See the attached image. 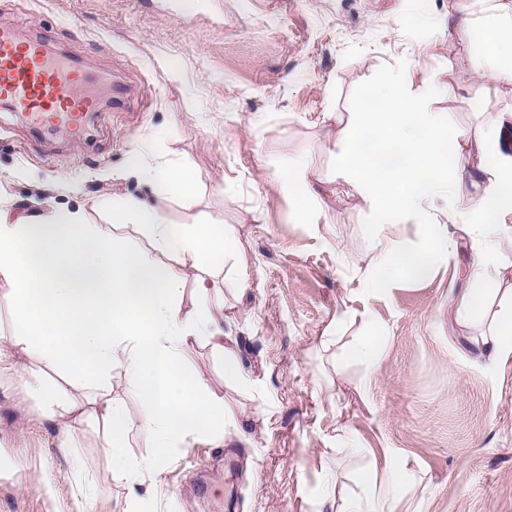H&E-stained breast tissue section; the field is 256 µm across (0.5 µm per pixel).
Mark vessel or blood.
Returning <instances> with one entry per match:
<instances>
[{
	"mask_svg": "<svg viewBox=\"0 0 512 512\" xmlns=\"http://www.w3.org/2000/svg\"><path fill=\"white\" fill-rule=\"evenodd\" d=\"M84 69L66 56L51 54L48 41L18 40L13 29L0 27V101L20 119L44 126L63 124L82 136L98 105L84 90Z\"/></svg>",
	"mask_w": 512,
	"mask_h": 512,
	"instance_id": "vessel-or-blood-1",
	"label": "vessel or blood"
}]
</instances>
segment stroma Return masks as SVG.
Returning a JSON list of instances; mask_svg holds the SVG:
<instances>
[{
  "label": "stroma",
  "instance_id": "1",
  "mask_svg": "<svg viewBox=\"0 0 512 512\" xmlns=\"http://www.w3.org/2000/svg\"><path fill=\"white\" fill-rule=\"evenodd\" d=\"M494 0H0V26L47 38L93 73L101 112L81 141L21 124L0 102V172L24 211L108 218L113 194L161 206L177 224L206 215L236 229L245 270L217 260L224 334L243 374L204 342L187 366L223 397L235 424L218 444L178 449L137 486L112 481L104 432L87 420L69 453L18 377L0 375V512H320L355 498L360 477L405 463L411 512H512V358L478 355L512 299V242L489 243L456 199L433 221L448 246L422 281L370 285L385 239L420 246L407 219L377 224L336 157L366 102L398 84L441 113L449 133L512 118V83L474 77L470 41L449 19L482 24ZM440 75L442 86H427ZM193 168L192 201L158 196L127 170ZM308 167L323 202L288 191ZM79 192H54L57 183ZM498 278L484 306L455 314L476 272ZM245 279L248 287L238 290ZM378 334L377 366L350 354Z\"/></svg>",
  "mask_w": 512,
  "mask_h": 512
}]
</instances>
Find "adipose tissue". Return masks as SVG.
I'll use <instances>...</instances> for the list:
<instances>
[{
    "label": "adipose tissue",
    "mask_w": 512,
    "mask_h": 512,
    "mask_svg": "<svg viewBox=\"0 0 512 512\" xmlns=\"http://www.w3.org/2000/svg\"><path fill=\"white\" fill-rule=\"evenodd\" d=\"M476 42L471 59L475 77L512 80V10L497 12L481 28L456 24ZM142 149L129 151L128 166L154 190L192 197L197 175L187 167L141 164ZM337 169L354 184L380 223L412 218L426 225L422 246L399 250L386 243L373 270L375 284L400 278L420 280L433 271L448 227L431 221V206L451 185L470 182L492 187L459 202L492 239L512 240V226L496 223L512 213V154L501 136L447 135L439 113L423 111L418 97L394 85L381 92L371 112L349 134ZM0 177V287L15 306L10 336L0 338V373L24 381L47 417L58 427L59 448H69L74 425L95 416L110 432L104 451L112 461L113 482L133 485L141 464L129 456L124 436L140 428L154 437L149 468L159 472L174 449L201 439H220L232 422L224 401L203 378L186 368L192 342L205 340L223 353L224 369L242 374L240 359L224 347V295L211 273L212 261L245 256L232 228L206 219L172 223L164 209L133 196H113L110 221L87 223L81 211L50 207L42 216L21 215ZM116 224H137L149 251L130 248L112 232ZM175 257L196 270L185 281ZM192 288L198 305L183 309ZM37 359L41 367L27 366ZM61 371L49 384L44 368ZM122 368L129 399L112 397L113 368ZM97 390L91 400L78 391ZM364 494L344 499L336 512H395L404 494L403 468L393 461L365 471Z\"/></svg>",
    "instance_id": "ef3b65f1"
}]
</instances>
